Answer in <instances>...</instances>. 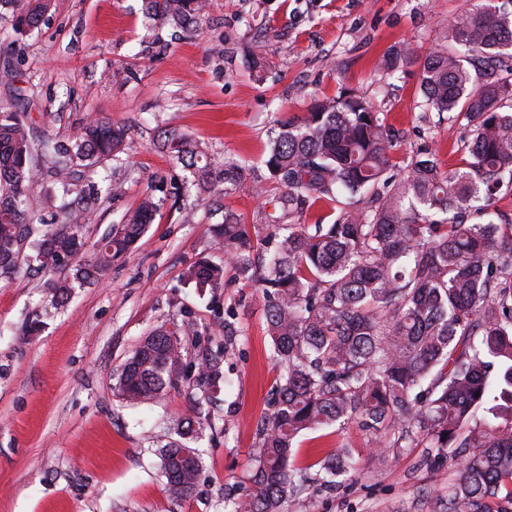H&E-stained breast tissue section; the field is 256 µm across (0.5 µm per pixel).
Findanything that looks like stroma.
<instances>
[{
	"mask_svg": "<svg viewBox=\"0 0 512 512\" xmlns=\"http://www.w3.org/2000/svg\"><path fill=\"white\" fill-rule=\"evenodd\" d=\"M480 0H210L192 36L148 34L142 0H52L41 26L15 39L0 17V111L24 105L38 133L76 134L100 116L129 130L121 196L103 195L87 229V251L145 196L160 200L131 253L98 283L71 293L54 319L26 324L46 297L42 273L0 278V512H222L224 491L251 470L258 427L282 371L266 332L260 289L225 268L224 286L201 290L189 265H223L213 219L186 174L154 142L175 127L217 156L255 171L221 201L260 236L266 196L276 193L263 164L279 124L303 118L313 100L344 91L368 97L397 131L395 161L421 149L459 163L466 122L421 106L419 63L385 75L393 47L427 53L441 32ZM263 60L262 73L250 67ZM191 319L186 370L160 400L133 406L117 397V370L164 323ZM225 345L224 388L204 404L188 442L203 462L191 495H169L153 450L173 418L196 398L197 365ZM353 448L359 468L334 491L310 494L302 512H441L456 468L422 465V448L396 459L376 452L357 424L296 438L292 464L304 468L336 448Z\"/></svg>",
	"mask_w": 512,
	"mask_h": 512,
	"instance_id": "obj_1",
	"label": "stroma"
}]
</instances>
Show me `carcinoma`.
<instances>
[{
	"label": "carcinoma",
	"mask_w": 512,
	"mask_h": 512,
	"mask_svg": "<svg viewBox=\"0 0 512 512\" xmlns=\"http://www.w3.org/2000/svg\"><path fill=\"white\" fill-rule=\"evenodd\" d=\"M145 24L191 33L207 0H143ZM51 0H0L15 35L37 29ZM414 57L407 46L383 60L393 75ZM422 107L462 117L468 127L459 166L420 150L399 165L385 117L366 97L348 92L314 101L307 115L284 124L264 161L280 188L268 200V223L282 231L270 254L234 215L211 225L235 275L254 283L266 305L268 334L282 380L263 418L250 486L224 494V512L301 508L310 491L331 489L357 469L342 447L313 473L290 465L296 437L357 424L376 447L396 457L423 445L424 463L457 467L442 512H512V224L487 215L512 190V11L493 0L460 15L442 45L420 67ZM127 130L93 117L69 140L40 137L19 112H0V275L25 265L49 273L50 319L76 287L91 284L127 252L154 220L145 198L85 258L86 226L101 189L117 196L119 178L102 174L121 160ZM158 146L189 171L202 199L254 175L234 158L217 160L176 128L158 131ZM39 193L57 214L49 224L30 210ZM320 198L336 199L334 224H297ZM201 289L224 284V268L206 261L186 271ZM190 320L155 328L120 366L125 401L161 398L184 375ZM220 348L198 364L199 384L224 383ZM201 409L173 422L186 438ZM167 490L186 497L202 460L169 441L155 449Z\"/></svg>",
	"instance_id": "carcinoma-1"
}]
</instances>
